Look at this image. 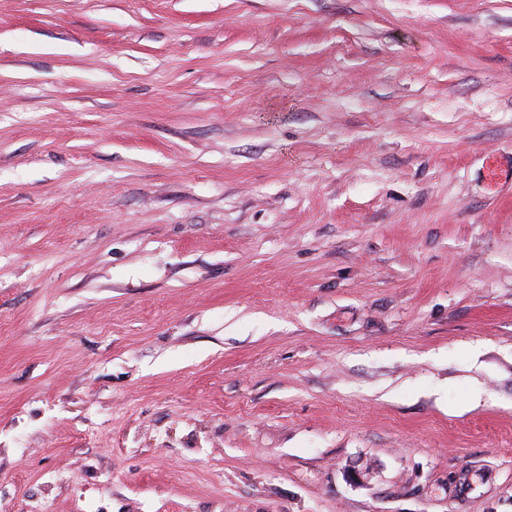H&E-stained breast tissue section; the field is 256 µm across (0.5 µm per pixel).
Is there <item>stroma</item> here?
I'll return each instance as SVG.
<instances>
[{"label":"stroma","instance_id":"stroma-1","mask_svg":"<svg viewBox=\"0 0 512 512\" xmlns=\"http://www.w3.org/2000/svg\"><path fill=\"white\" fill-rule=\"evenodd\" d=\"M0 512H512V0H0Z\"/></svg>","mask_w":512,"mask_h":512}]
</instances>
